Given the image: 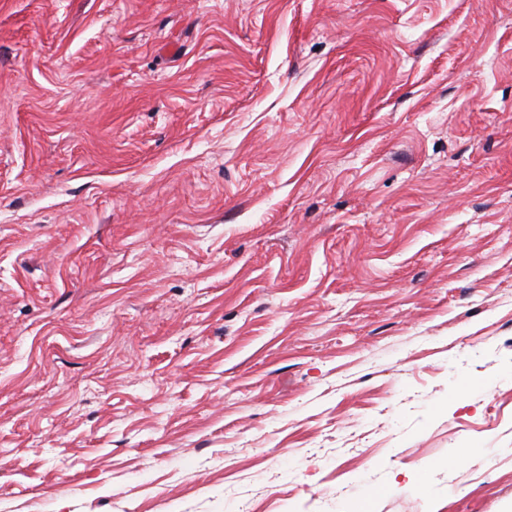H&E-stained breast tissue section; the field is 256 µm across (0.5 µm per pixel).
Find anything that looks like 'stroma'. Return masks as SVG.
I'll return each instance as SVG.
<instances>
[{
  "mask_svg": "<svg viewBox=\"0 0 512 512\" xmlns=\"http://www.w3.org/2000/svg\"><path fill=\"white\" fill-rule=\"evenodd\" d=\"M0 512H512V0H0Z\"/></svg>",
  "mask_w": 512,
  "mask_h": 512,
  "instance_id": "1",
  "label": "stroma"
}]
</instances>
